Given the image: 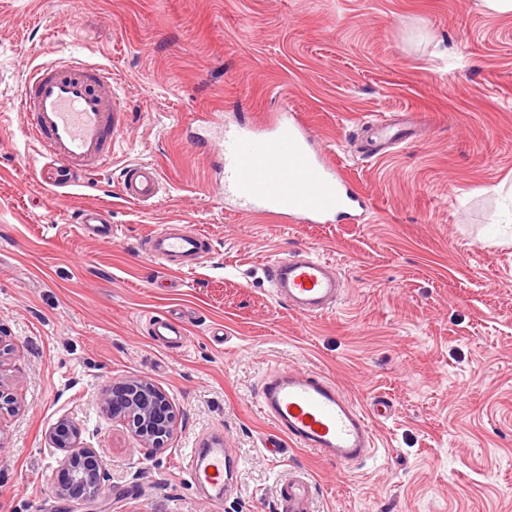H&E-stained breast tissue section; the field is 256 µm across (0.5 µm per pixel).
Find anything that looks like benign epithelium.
Wrapping results in <instances>:
<instances>
[{"label": "benign epithelium", "mask_w": 512, "mask_h": 512, "mask_svg": "<svg viewBox=\"0 0 512 512\" xmlns=\"http://www.w3.org/2000/svg\"><path fill=\"white\" fill-rule=\"evenodd\" d=\"M100 409L126 423L146 447L157 450L165 448L177 426L169 397L146 378L112 384L101 394ZM49 440L62 455L56 493L71 499L97 498L103 492L104 460L82 442L80 425L72 419H61L50 430Z\"/></svg>", "instance_id": "7a95c632"}]
</instances>
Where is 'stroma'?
<instances>
[{"mask_svg": "<svg viewBox=\"0 0 512 512\" xmlns=\"http://www.w3.org/2000/svg\"><path fill=\"white\" fill-rule=\"evenodd\" d=\"M73 56L111 67L126 112L112 167L61 174L18 105L30 66ZM297 113L370 213L289 224L224 203L201 115L259 128ZM408 124L384 156L365 124ZM149 162L162 196L126 200ZM112 238L82 234L83 206ZM202 234L203 257L165 267L161 226ZM310 250L347 282L333 310L299 316L269 261ZM177 317L160 347L149 321ZM274 365L327 376L363 411L386 400L371 458L345 469L283 444L258 408ZM145 377L178 427L165 450L104 416L112 383ZM0 512H278L302 474L309 512H512V13L477 0H0ZM77 421L106 462L103 493L59 497L49 432ZM239 460L216 506L182 465L212 439ZM125 169L122 191L127 198L141 204H152L160 197L162 178L155 165L137 162Z\"/></svg>", "mask_w": 512, "mask_h": 512, "instance_id": "obj_1", "label": "stroma"}]
</instances>
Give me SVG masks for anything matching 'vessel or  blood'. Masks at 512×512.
<instances>
[{
  "label": "vessel or blood",
  "instance_id": "1",
  "mask_svg": "<svg viewBox=\"0 0 512 512\" xmlns=\"http://www.w3.org/2000/svg\"><path fill=\"white\" fill-rule=\"evenodd\" d=\"M20 110L31 143L61 167L99 171L111 165L123 111L110 68L78 57L36 65L23 82ZM403 136V130L377 122L371 135L375 153H382L386 144ZM218 162L224 172L225 204L249 216L331 224L350 218L364 205L290 114L279 115L264 130H225ZM122 191L138 203H154L163 191L157 167L144 162L129 165ZM75 221L89 236H112V224L100 208L77 211ZM150 244L158 256L176 266L182 258L197 254L201 237L189 229L172 234L162 228ZM265 274L279 300L310 317L323 313L346 288L333 264L310 254L270 262ZM151 334L165 346L182 339L184 330L174 318L158 316ZM259 409L280 434L267 444L269 454H278L285 439L326 461L349 467L373 450L369 417L387 414L389 405L377 401L371 414H364L326 377L282 367L265 376ZM232 462L230 450L219 444L190 449L184 467L195 480L220 490ZM277 497L281 512H309V491L302 480L282 482Z\"/></svg>",
  "mask_w": 512,
  "mask_h": 512
}]
</instances>
